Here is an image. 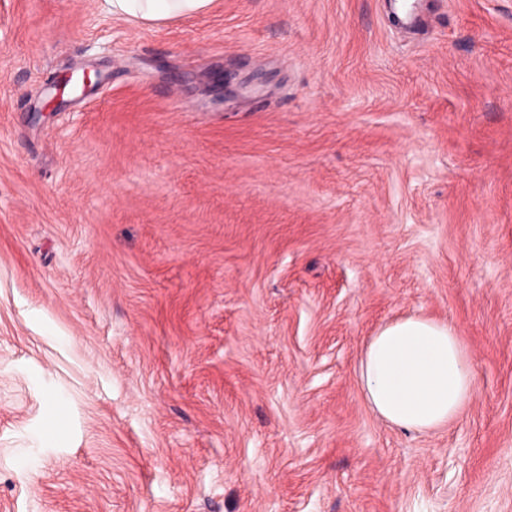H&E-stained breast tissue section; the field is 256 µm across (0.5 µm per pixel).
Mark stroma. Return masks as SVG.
Wrapping results in <instances>:
<instances>
[{"mask_svg": "<svg viewBox=\"0 0 512 512\" xmlns=\"http://www.w3.org/2000/svg\"><path fill=\"white\" fill-rule=\"evenodd\" d=\"M419 3L0 0V512H512V0ZM409 316L432 434L360 378ZM212 0H103L109 12L145 24L204 11ZM360 370L371 409L405 430L434 432L474 396L467 354L448 322L407 317L382 326L369 340Z\"/></svg>", "mask_w": 512, "mask_h": 512, "instance_id": "35a3bbf8", "label": "stroma"}]
</instances>
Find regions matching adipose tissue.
<instances>
[{
    "mask_svg": "<svg viewBox=\"0 0 512 512\" xmlns=\"http://www.w3.org/2000/svg\"><path fill=\"white\" fill-rule=\"evenodd\" d=\"M112 14L145 24L204 11L211 0H103ZM366 399L389 423L431 433L455 420L474 396L467 354L454 326L407 317L382 326L360 364Z\"/></svg>",
    "mask_w": 512,
    "mask_h": 512,
    "instance_id": "adipose-tissue-1",
    "label": "adipose tissue"
}]
</instances>
